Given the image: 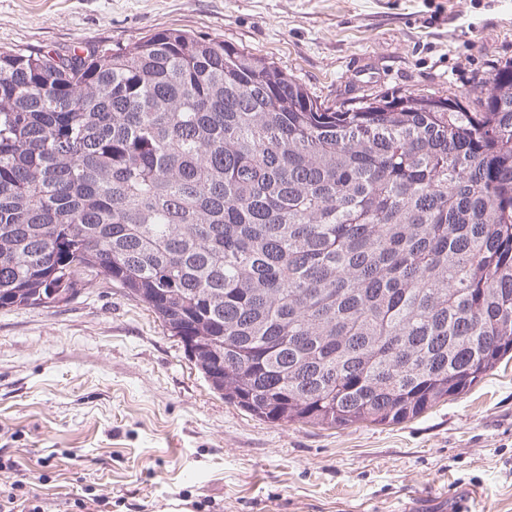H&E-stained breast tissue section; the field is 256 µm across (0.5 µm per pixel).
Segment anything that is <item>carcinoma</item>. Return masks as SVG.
<instances>
[{"label":"carcinoma","mask_w":512,"mask_h":512,"mask_svg":"<svg viewBox=\"0 0 512 512\" xmlns=\"http://www.w3.org/2000/svg\"><path fill=\"white\" fill-rule=\"evenodd\" d=\"M85 274L261 420L414 419L512 355V65L345 107L186 29L0 50V308Z\"/></svg>","instance_id":"obj_1"}]
</instances>
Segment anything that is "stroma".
<instances>
[{
	"mask_svg": "<svg viewBox=\"0 0 512 512\" xmlns=\"http://www.w3.org/2000/svg\"><path fill=\"white\" fill-rule=\"evenodd\" d=\"M187 28L267 57L331 105L474 95L512 63V0H0V47L82 51ZM0 492L45 512H512V359L392 425L260 420L213 392L145 305L101 279L0 309Z\"/></svg>",
	"mask_w": 512,
	"mask_h": 512,
	"instance_id": "35a3bbf8",
	"label": "stroma"
}]
</instances>
